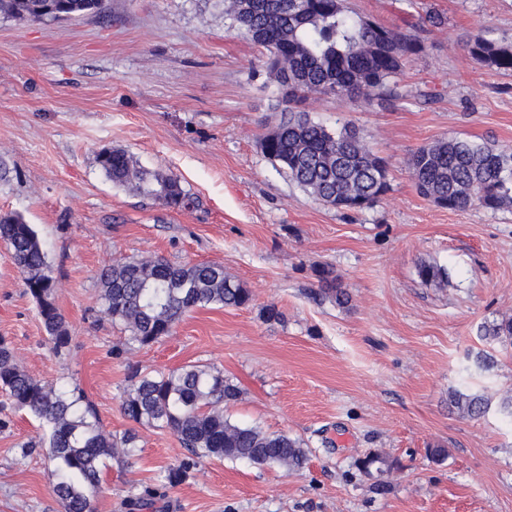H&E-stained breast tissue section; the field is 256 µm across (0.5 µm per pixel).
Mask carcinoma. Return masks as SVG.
Returning a JSON list of instances; mask_svg holds the SVG:
<instances>
[{
  "label": "carcinoma",
  "instance_id": "carcinoma-1",
  "mask_svg": "<svg viewBox=\"0 0 512 512\" xmlns=\"http://www.w3.org/2000/svg\"><path fill=\"white\" fill-rule=\"evenodd\" d=\"M97 0H0V14L31 21L56 19L48 5L79 16L97 11ZM231 26L265 50L262 64L288 103V117L262 138L263 153L314 199L340 211L375 206L389 190L385 161L373 153L347 123L330 130L299 105L316 95L343 102L405 100L398 78L405 59L424 49L419 25L389 27L354 13L347 0H224ZM470 55L500 71H512V41L474 35ZM97 164L113 185L151 196L168 207H185L189 198L170 174L142 167L120 148H104ZM417 192L453 212L477 205L496 211L512 205V145L499 147L448 137L415 151L408 162ZM0 244L11 253L26 292L53 347L69 346L64 315L56 304L58 284L32 225L18 214L0 215ZM418 276L442 286L448 270L422 263ZM325 296L343 307L349 293L328 269L318 271ZM101 313L129 332V339L150 346L169 337L188 312L212 306L247 305L251 292L224 267L211 262L173 264L163 257L123 259L104 266L98 276ZM485 335L512 344V317L484 326ZM0 390L9 405L39 421L42 444L54 464L51 493L64 512H95L101 475L113 459L136 452V434L117 438L105 431L84 394L42 382L20 366L0 341ZM241 398L240 388L209 365H185L168 373L133 370L121 402L124 416L139 425L172 432L188 457L164 470L161 486L181 483L202 458L246 460L291 474L304 468L308 451L284 433L233 423L226 408ZM449 404L462 417L483 415L488 400L455 392Z\"/></svg>",
  "mask_w": 512,
  "mask_h": 512
}]
</instances>
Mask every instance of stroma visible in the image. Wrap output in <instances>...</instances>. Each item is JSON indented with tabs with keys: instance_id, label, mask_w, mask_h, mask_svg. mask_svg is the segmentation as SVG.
I'll use <instances>...</instances> for the list:
<instances>
[{
	"instance_id": "stroma-1",
	"label": "stroma",
	"mask_w": 512,
	"mask_h": 512,
	"mask_svg": "<svg viewBox=\"0 0 512 512\" xmlns=\"http://www.w3.org/2000/svg\"><path fill=\"white\" fill-rule=\"evenodd\" d=\"M349 2L388 26L444 18L400 76L434 99L304 103L328 128L356 125L388 162L389 191L355 213L314 200L263 155L285 105L222 0H105L100 13L60 21L0 15V215L36 230L71 343L52 350L2 245L0 339L37 379L83 389L106 431H137L135 456L104 469L96 512H512V414L501 406L512 345L481 331L512 316V207L442 209L417 193L406 165L450 136L512 142V73L465 47L479 32L511 39L512 0ZM106 147L177 177L192 205L112 185L96 161ZM149 256L223 265L252 299L193 310L152 346L128 342L99 312L98 273ZM425 261L447 269V287L422 283ZM323 266L349 307L322 297ZM270 303L281 321L263 319ZM196 363L241 389L232 421L299 439L308 462L287 475L202 459L141 505L187 452L170 431L124 417L131 370ZM456 391L484 395L488 411L460 416L448 404ZM41 436L30 415L0 407V512H62L44 451L21 453ZM436 445L445 460L430 458ZM372 454L380 463L361 468Z\"/></svg>"
}]
</instances>
